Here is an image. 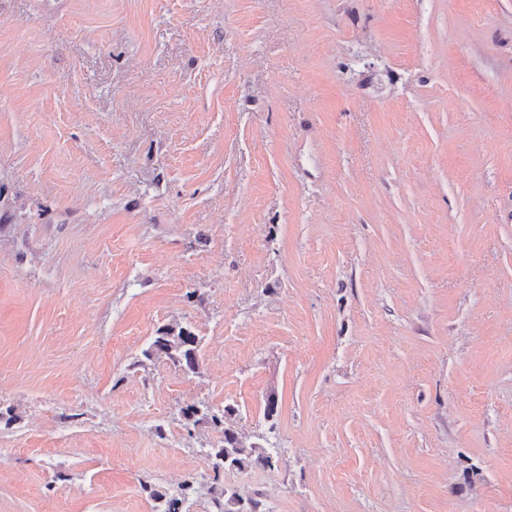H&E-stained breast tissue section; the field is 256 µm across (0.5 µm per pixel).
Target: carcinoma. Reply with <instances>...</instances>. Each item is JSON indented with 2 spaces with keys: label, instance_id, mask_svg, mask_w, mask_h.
Segmentation results:
<instances>
[{
  "label": "carcinoma",
  "instance_id": "1",
  "mask_svg": "<svg viewBox=\"0 0 512 512\" xmlns=\"http://www.w3.org/2000/svg\"><path fill=\"white\" fill-rule=\"evenodd\" d=\"M199 337L190 329L164 327L157 331L145 357L162 359L185 373H194L198 369L196 349ZM233 412L230 407L215 409L205 404L190 405L181 410L182 417L188 424L204 423L220 434L217 445L208 451L213 471L217 474L224 470L239 469L255 463L262 467H274L273 453L255 444L246 445L232 427L226 425L225 415ZM195 492L193 483L184 481L178 486V491L170 496L155 491L152 497L158 502L157 512H181L185 501ZM211 503L216 512H262L263 504L257 499L243 503L240 496L222 487L212 489Z\"/></svg>",
  "mask_w": 512,
  "mask_h": 512
}]
</instances>
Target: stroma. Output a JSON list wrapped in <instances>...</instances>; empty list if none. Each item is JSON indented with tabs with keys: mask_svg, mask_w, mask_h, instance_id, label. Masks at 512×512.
<instances>
[{
	"mask_svg": "<svg viewBox=\"0 0 512 512\" xmlns=\"http://www.w3.org/2000/svg\"><path fill=\"white\" fill-rule=\"evenodd\" d=\"M187 479L512 512V0H0V512ZM199 342V337L188 328L164 327L157 331L145 356L147 359H163L185 373H196L195 353ZM233 409L224 407L215 409L205 404L190 405L182 408V417L187 424L193 426L200 423L208 424L210 428L220 434L217 445L209 448L208 456L211 459L213 471L217 474L224 470L239 469L245 465L255 463L262 467H274V456L261 446L250 444L247 446L231 426H226L225 415L232 413Z\"/></svg>",
	"mask_w": 512,
	"mask_h": 512,
	"instance_id": "obj_1",
	"label": "stroma"
}]
</instances>
